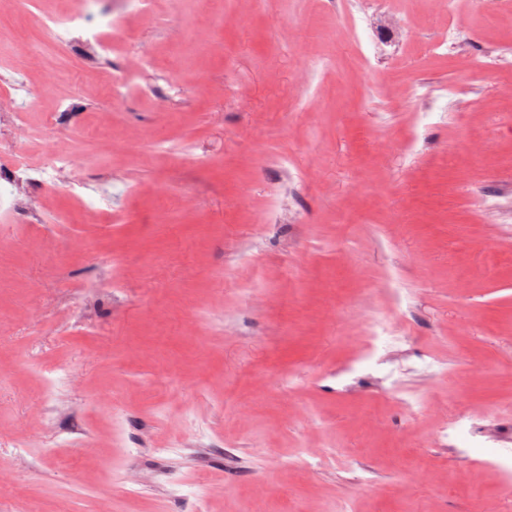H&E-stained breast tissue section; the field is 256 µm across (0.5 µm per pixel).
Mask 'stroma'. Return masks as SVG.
Instances as JSON below:
<instances>
[{
    "instance_id": "obj_1",
    "label": "stroma",
    "mask_w": 512,
    "mask_h": 512,
    "mask_svg": "<svg viewBox=\"0 0 512 512\" xmlns=\"http://www.w3.org/2000/svg\"><path fill=\"white\" fill-rule=\"evenodd\" d=\"M71 2L0 0V55L57 76L36 132L62 102L59 147L120 148L86 178L111 174L131 219L57 224L49 192L43 231L0 221V512H197L201 486L210 512H512V64L465 68L512 49V10L373 0L367 66L343 0H156L129 48L156 93L116 110L81 47L25 48L29 16ZM451 23L450 58L403 37ZM412 81L483 109L418 117ZM87 246L121 293L84 290Z\"/></svg>"
}]
</instances>
